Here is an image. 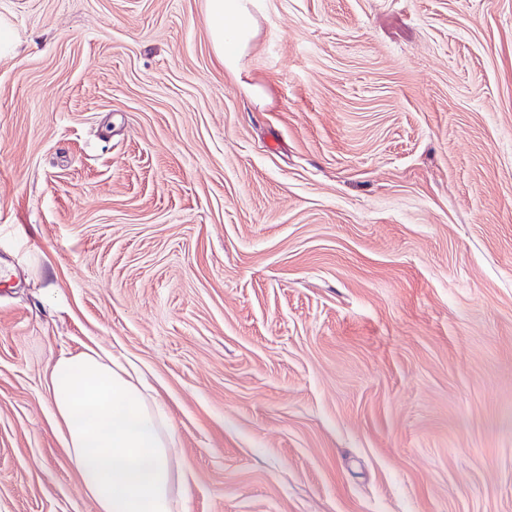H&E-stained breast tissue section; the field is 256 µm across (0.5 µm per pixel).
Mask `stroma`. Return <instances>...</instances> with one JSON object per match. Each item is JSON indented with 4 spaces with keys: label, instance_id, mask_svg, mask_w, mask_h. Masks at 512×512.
<instances>
[{
    "label": "stroma",
    "instance_id": "stroma-1",
    "mask_svg": "<svg viewBox=\"0 0 512 512\" xmlns=\"http://www.w3.org/2000/svg\"><path fill=\"white\" fill-rule=\"evenodd\" d=\"M256 2L238 80L206 0H0V512H97L89 348L181 512H512V0ZM55 424L98 512H174L175 436L138 370L104 350L50 371Z\"/></svg>",
    "mask_w": 512,
    "mask_h": 512
}]
</instances>
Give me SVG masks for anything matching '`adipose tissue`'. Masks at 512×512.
I'll use <instances>...</instances> for the list:
<instances>
[{
	"instance_id": "ef3b65f1",
	"label": "adipose tissue",
	"mask_w": 512,
	"mask_h": 512,
	"mask_svg": "<svg viewBox=\"0 0 512 512\" xmlns=\"http://www.w3.org/2000/svg\"><path fill=\"white\" fill-rule=\"evenodd\" d=\"M217 59L241 73L257 32L251 0H207ZM55 424L87 496L98 512H176L175 436L164 407L147 392L138 370L103 350L58 359L50 371Z\"/></svg>"
}]
</instances>
